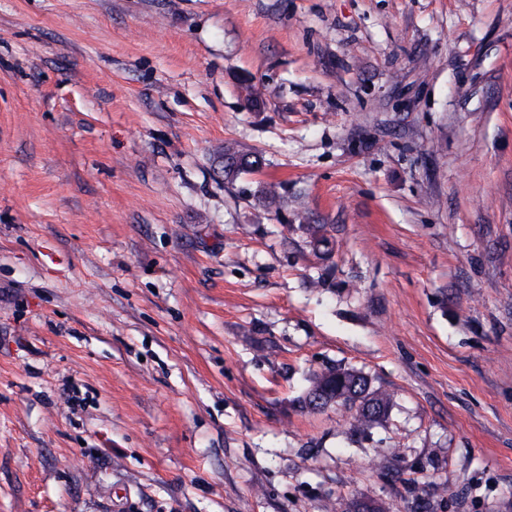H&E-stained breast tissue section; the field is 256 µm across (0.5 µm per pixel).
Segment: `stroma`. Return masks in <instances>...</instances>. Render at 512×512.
Listing matches in <instances>:
<instances>
[{
	"label": "stroma",
	"instance_id": "obj_1",
	"mask_svg": "<svg viewBox=\"0 0 512 512\" xmlns=\"http://www.w3.org/2000/svg\"><path fill=\"white\" fill-rule=\"evenodd\" d=\"M363 499L512 512V0H0V512ZM278 188L281 187L273 184L260 185L252 195L255 204L268 210L274 209L276 213L280 212L288 205V198ZM326 378L333 383L330 397L333 398L336 395L335 406L356 410L348 421L352 433H365L384 418L391 405V395L374 389L370 378L361 371L348 368H335L315 374L310 379L308 388L297 398L301 408L309 410L327 408L326 403L315 404L313 399V394Z\"/></svg>",
	"mask_w": 512,
	"mask_h": 512
}]
</instances>
